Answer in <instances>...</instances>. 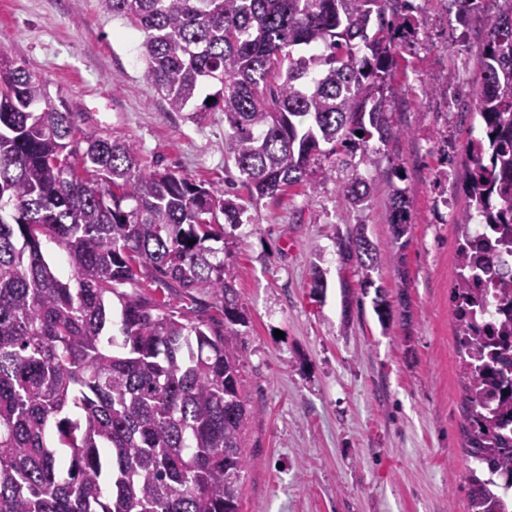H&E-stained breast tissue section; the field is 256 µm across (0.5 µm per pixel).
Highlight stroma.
Listing matches in <instances>:
<instances>
[{
  "instance_id": "1",
  "label": "stroma",
  "mask_w": 512,
  "mask_h": 512,
  "mask_svg": "<svg viewBox=\"0 0 512 512\" xmlns=\"http://www.w3.org/2000/svg\"><path fill=\"white\" fill-rule=\"evenodd\" d=\"M412 2L418 33L388 83L394 120L411 133L382 148L366 204L346 210L337 201L351 173L342 151L317 189L300 183L276 200H248L224 165L223 112L167 111L147 78L141 33L101 0H0V51L45 80L82 129L129 141L143 169L248 201L241 223L224 227L254 411L239 512H471L451 296L470 204L464 145L481 131L460 95L481 78L484 30L476 16L460 26L450 0ZM450 72L453 84L427 92ZM396 186L407 188L411 215L399 246L386 222ZM361 225L379 247L371 276L394 311L387 326L360 268L337 253V234Z\"/></svg>"
}]
</instances>
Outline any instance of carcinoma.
<instances>
[{"label":"carcinoma","instance_id":"obj_1","mask_svg":"<svg viewBox=\"0 0 512 512\" xmlns=\"http://www.w3.org/2000/svg\"><path fill=\"white\" fill-rule=\"evenodd\" d=\"M142 34L148 77L172 112H224V162L250 199L277 198L344 148L370 168L369 143L410 133L393 118L388 81L418 26L399 0H102ZM484 14L482 80L467 92L482 131L466 143L469 211L512 247V0H451ZM363 132L359 137L356 132ZM358 171L338 190L359 207ZM241 198L171 171L141 169L134 146L79 129L46 83L0 53V512H239L253 411L240 375L245 323L232 272L208 242L238 224ZM224 221H219V217ZM392 243L409 231L405 191L387 216ZM194 244H189V241ZM62 254L50 258L45 245ZM344 263L370 269L365 228L341 237ZM453 288L465 378V447L481 465L472 512H496L490 485L509 476L512 444L494 432L512 396L492 401L512 333L473 336L493 255L458 246ZM132 291H125V287ZM381 324L393 319L374 281ZM211 297L224 325L175 314L170 291ZM120 303L112 318V298Z\"/></svg>","mask_w":512,"mask_h":512}]
</instances>
